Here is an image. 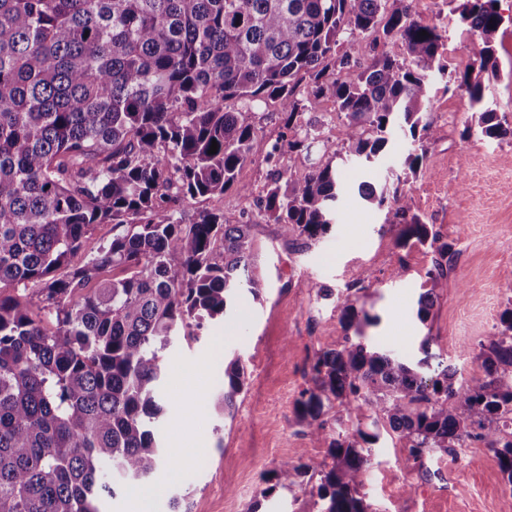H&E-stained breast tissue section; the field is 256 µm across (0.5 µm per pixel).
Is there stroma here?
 <instances>
[{
  "mask_svg": "<svg viewBox=\"0 0 512 512\" xmlns=\"http://www.w3.org/2000/svg\"><path fill=\"white\" fill-rule=\"evenodd\" d=\"M503 23L493 43L503 72L490 82L485 102L512 124V0H498ZM414 19L447 32V70L432 73L433 90L424 108L438 126L425 140V173L397 181L399 162L413 147L395 132L390 150L371 166L341 164L347 187L330 230L317 239L283 236L279 225L235 191L180 208L191 222L197 208L223 213L228 224L248 222L258 247L259 295L240 290L222 320L204 323L194 339L176 337L163 353L164 365L178 364L181 381L164 377L168 402L160 437L166 448L185 454L179 468L155 470L148 485L156 490L153 512H319L314 491L331 465L328 439L356 430H375L366 408L340 403L326 407V441L310 440L295 410L310 388L316 352L344 341L341 306L351 301L376 315L366 327L373 344L415 363L450 368L468 383L483 374L480 342L494 333L507 306L501 283L512 280V138L464 135L472 109L467 94L454 87L456 73L477 55L479 34L461 23L455 0H412ZM258 128L252 163L237 174L239 183L261 192L270 177L264 157L285 131L278 102L254 108ZM387 185L409 198L412 213L433 225L448 241L453 258L448 286L441 289L427 321L416 317L433 253L401 248L387 225L386 209L358 195L362 181ZM402 277H394L395 268ZM330 291L321 297L317 286ZM240 359L245 388L232 412L216 408L225 360ZM209 459L206 469L192 467L195 456ZM394 434L381 433L360 493L374 512H512V487L505 483L493 452L476 438L451 453L438 452L424 464L408 462ZM303 464L298 482L276 486L281 462Z\"/></svg>",
  "mask_w": 512,
  "mask_h": 512,
  "instance_id": "1",
  "label": "stroma"
}]
</instances>
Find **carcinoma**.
Segmentation results:
<instances>
[{
  "mask_svg": "<svg viewBox=\"0 0 512 512\" xmlns=\"http://www.w3.org/2000/svg\"><path fill=\"white\" fill-rule=\"evenodd\" d=\"M497 2L463 0L460 17L483 48L457 82L482 134L501 139L512 126L486 106L482 82L500 77ZM354 35L385 49L364 65L340 51ZM444 46L437 26L412 19L410 0H0V512H98L100 497L179 465L154 432L161 352L224 317L238 289L259 292L252 225L207 209L189 224L178 217L231 189L253 197L237 174L252 161L257 127L249 108L228 101L279 102L292 136L264 158L273 179L259 204L283 235L316 239L345 193L336 161L376 162L397 129L414 141L419 130L435 134L423 106L430 72L446 69ZM324 96L344 115L336 150L303 169L281 165L285 152L318 143L298 116L305 99ZM424 155L408 151L404 180ZM360 196L393 202L399 246L436 254L417 302L426 322L448 284V243L406 197L372 183ZM109 222L123 231L78 259L93 227ZM110 269L125 276L102 277ZM501 292L510 307L481 344L483 375L466 385L446 367L429 376L425 362L372 345L364 328L378 317L344 302L347 335L315 354L313 386L296 402L310 437L325 440V405L363 404L397 434L406 461L422 465L473 436L512 487V440L502 436L512 428V281ZM244 385L240 360H230L225 411ZM377 440L359 429L329 443L320 512H372L359 490ZM301 475L286 460L275 479L288 488Z\"/></svg>",
  "mask_w": 512,
  "mask_h": 512,
  "instance_id": "cac0c4a2",
  "label": "carcinoma"
}]
</instances>
